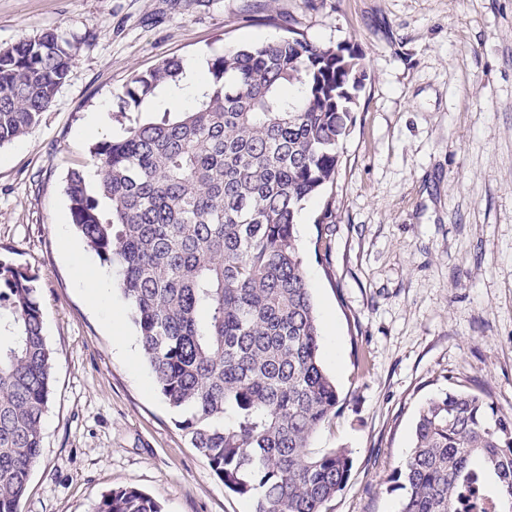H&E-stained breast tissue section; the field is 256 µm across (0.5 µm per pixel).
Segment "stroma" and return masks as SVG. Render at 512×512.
Listing matches in <instances>:
<instances>
[{
    "mask_svg": "<svg viewBox=\"0 0 512 512\" xmlns=\"http://www.w3.org/2000/svg\"><path fill=\"white\" fill-rule=\"evenodd\" d=\"M270 15L350 47L363 66L337 178L297 217L321 362L340 396L312 449L352 458L331 512H400L391 477L420 409L448 390L480 385L512 412V0H0V47L54 29L74 53L40 122L0 145V259L36 275L53 352L20 512H94L118 488L163 512H253L178 428L63 187L71 170L94 172L95 143L121 139L151 110L191 107L183 90L125 105L133 75L276 41L285 28L265 24ZM94 112L105 119L85 133ZM65 235L108 283L101 304Z\"/></svg>",
    "mask_w": 512,
    "mask_h": 512,
    "instance_id": "obj_1",
    "label": "stroma"
}]
</instances>
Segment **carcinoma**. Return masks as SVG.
Masks as SVG:
<instances>
[{"instance_id":"carcinoma-1","label":"carcinoma","mask_w":512,"mask_h":512,"mask_svg":"<svg viewBox=\"0 0 512 512\" xmlns=\"http://www.w3.org/2000/svg\"><path fill=\"white\" fill-rule=\"evenodd\" d=\"M73 44L55 30L0 48V145L38 123L66 81ZM166 59L126 85V104L180 88ZM359 57L293 29L226 49L211 89L91 150L98 179L66 180L72 224L112 266L156 385L224 487L254 512H327L346 487L349 452L311 450L340 401L294 225L334 183L353 123ZM37 277L0 262V512H19L40 456L52 353ZM401 512H512V413L454 390L420 411L392 478ZM96 512H161L134 489Z\"/></svg>"}]
</instances>
